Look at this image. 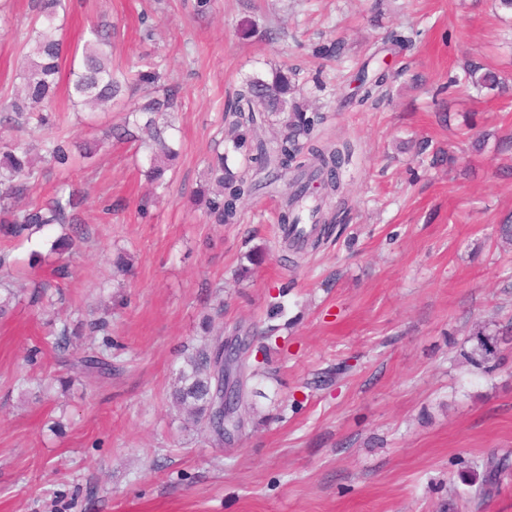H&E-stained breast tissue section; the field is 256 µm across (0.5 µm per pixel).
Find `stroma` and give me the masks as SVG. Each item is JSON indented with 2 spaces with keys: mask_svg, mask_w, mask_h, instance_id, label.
I'll list each match as a JSON object with an SVG mask.
<instances>
[{
  "mask_svg": "<svg viewBox=\"0 0 512 512\" xmlns=\"http://www.w3.org/2000/svg\"><path fill=\"white\" fill-rule=\"evenodd\" d=\"M195 3L66 0L68 49L108 24L113 66L164 61L180 155L168 189L146 197V155L103 137L119 110L76 112L58 97L64 131L105 145L69 175L46 170L31 194L47 199L64 177L85 193L76 275L54 312L107 318L92 342L117 370L24 390L66 370L40 340L37 307L0 322V512H512V468L483 503L457 496L482 482L486 459L512 461V338L498 335L512 319V245L497 233L512 216V94L453 83L483 57L512 84V15L494 0H211L203 17ZM36 7L0 0V91L16 81V35ZM333 41L340 56L313 57ZM291 67L324 83L321 141L351 150L335 229L301 259L277 232L284 180L247 201L239 224L208 223L192 203L241 80ZM364 67L392 77L359 105ZM251 252L260 262L237 280ZM206 314L264 348L247 382L257 426L221 447L170 399ZM478 321L498 337L490 369L465 358ZM341 362L346 377L318 386Z\"/></svg>",
  "mask_w": 512,
  "mask_h": 512,
  "instance_id": "35a3bbf8",
  "label": "stroma"
}]
</instances>
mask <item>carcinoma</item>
Segmentation results:
<instances>
[{
    "label": "carcinoma",
    "instance_id": "cac0c4a2",
    "mask_svg": "<svg viewBox=\"0 0 512 512\" xmlns=\"http://www.w3.org/2000/svg\"><path fill=\"white\" fill-rule=\"evenodd\" d=\"M63 0H40L39 10L23 33V46L28 48L24 65L19 69L16 90L10 96H0V112H13L21 124L33 132L52 130L40 139L39 161L31 157V144L11 140L0 151V237L19 243L30 242L44 228L78 222L77 209L83 202L81 191L70 184L56 189L44 204L23 203L33 185L42 178L44 167L68 170L75 163L76 154L89 159L100 142L77 144L60 128L59 115L51 109L60 87L61 60L65 55L60 35V10ZM110 32L105 28L90 30V38L83 46L82 59L68 72L69 97L81 106H112L120 102L129 91L150 87L152 91L134 101L124 113L123 126L134 125L144 135L141 144L150 150V163L145 171L146 182L152 192L166 188L167 172L171 170L177 152L162 137L159 121L172 126L176 89L165 83V69L159 62L148 61L145 69L133 71L112 67L109 46ZM464 85L492 95L504 90V82L488 64L469 61L464 69ZM296 74L275 70L272 80L253 76L242 81L225 109L228 144L206 162V184L196 191L195 205L214 224H239L242 207L261 187V183L248 173H235L228 164L229 154L242 156L259 169H272L286 173L294 168L316 181L328 176L322 186V195L316 197L318 212L330 207L339 191V174L345 163L343 153L317 145L313 140L315 129L322 123L320 112L311 108L299 85ZM387 83L381 72L360 80L357 102L362 104L378 96ZM310 194L306 178L289 183L284 203L278 215L280 224L298 223L297 210L302 196ZM74 246L69 236L59 238L50 245L49 253L57 255L52 269L56 284L38 283L31 299L52 307L54 302L46 289L62 287L72 278L70 265L60 258ZM24 290L14 289L0 280V319L12 315L19 305ZM212 318L203 321L204 335L200 343L191 348L178 369L177 383L172 399L182 412L206 436L211 444H224V421H215L214 363L221 358L223 334L211 332ZM45 335L52 337L54 349L65 354L62 365L80 376H112V362L98 355L90 347L82 354L70 352L72 339L86 334L93 336L107 332L105 320L82 319L43 322ZM471 336L477 344L468 360L475 365L490 362L496 357L497 343L488 338L486 327L475 325ZM486 476L474 489L459 493L466 499H486L498 491L500 477L506 464L490 459L484 463Z\"/></svg>",
    "mask_w": 512,
    "mask_h": 512
}]
</instances>
